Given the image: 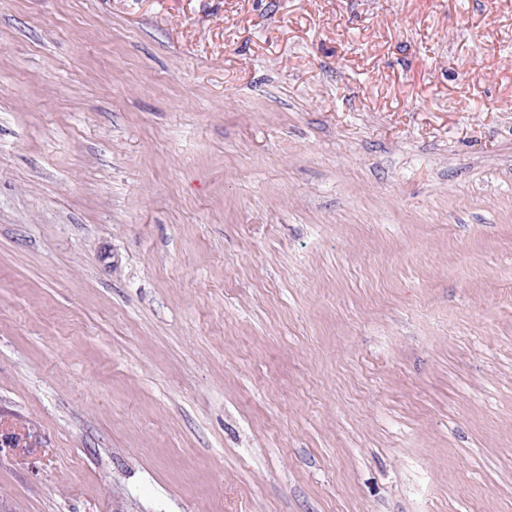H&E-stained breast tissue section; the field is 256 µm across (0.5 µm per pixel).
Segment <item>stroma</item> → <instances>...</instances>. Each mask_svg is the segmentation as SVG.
<instances>
[{
  "instance_id": "35a3bbf8",
  "label": "stroma",
  "mask_w": 512,
  "mask_h": 512,
  "mask_svg": "<svg viewBox=\"0 0 512 512\" xmlns=\"http://www.w3.org/2000/svg\"><path fill=\"white\" fill-rule=\"evenodd\" d=\"M0 512H512V0H0Z\"/></svg>"
}]
</instances>
